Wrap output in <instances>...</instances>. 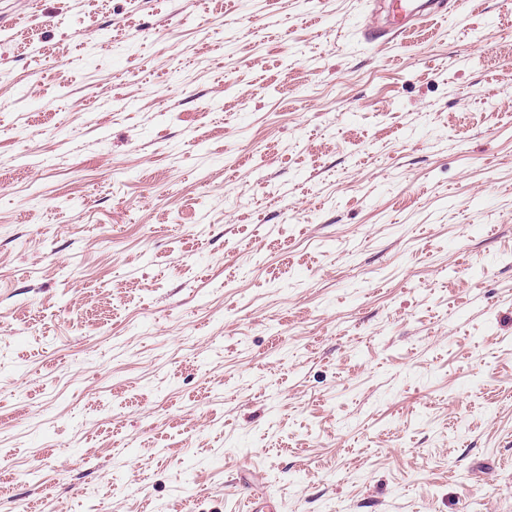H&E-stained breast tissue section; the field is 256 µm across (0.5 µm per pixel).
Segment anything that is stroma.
<instances>
[{"label": "stroma", "mask_w": 512, "mask_h": 512, "mask_svg": "<svg viewBox=\"0 0 512 512\" xmlns=\"http://www.w3.org/2000/svg\"><path fill=\"white\" fill-rule=\"evenodd\" d=\"M0 0V512H512V0ZM421 4V6H416ZM435 1L433 0H396L392 1L389 5V15L391 24L397 29L405 28V25L413 20H417L416 16L422 10H428L425 14L426 17L434 13ZM426 6L423 9H419Z\"/></svg>", "instance_id": "35a3bbf8"}]
</instances>
